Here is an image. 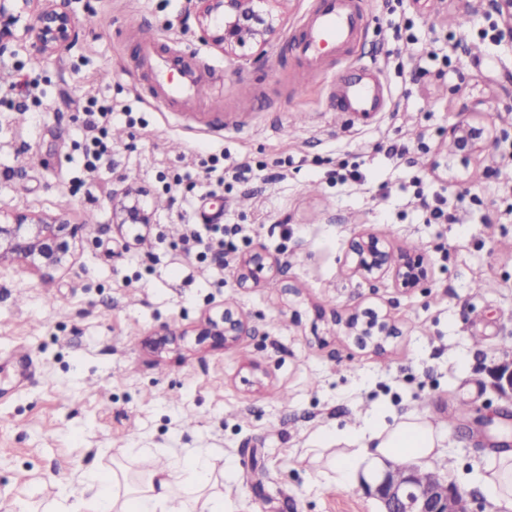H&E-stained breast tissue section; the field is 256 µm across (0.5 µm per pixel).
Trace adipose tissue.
I'll list each match as a JSON object with an SVG mask.
<instances>
[{"instance_id": "adipose-tissue-1", "label": "adipose tissue", "mask_w": 512, "mask_h": 512, "mask_svg": "<svg viewBox=\"0 0 512 512\" xmlns=\"http://www.w3.org/2000/svg\"><path fill=\"white\" fill-rule=\"evenodd\" d=\"M443 438L424 420L402 417L386 425L380 415L366 418L355 430L328 431L321 434L317 447L345 445V452L332 460L336 482L350 486L375 479L374 466L382 460L407 463L431 460ZM490 471L478 472L476 483L492 503L512 499V452L493 456ZM123 471L90 473L87 492L81 496H62L52 512H169L168 505L176 489L197 490L210 483V470L204 455L192 454L167 462H154L147 481L136 488H125Z\"/></svg>"}]
</instances>
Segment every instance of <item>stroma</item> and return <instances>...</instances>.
Segmentation results:
<instances>
[{
    "label": "stroma",
    "mask_w": 512,
    "mask_h": 512,
    "mask_svg": "<svg viewBox=\"0 0 512 512\" xmlns=\"http://www.w3.org/2000/svg\"><path fill=\"white\" fill-rule=\"evenodd\" d=\"M81 25L62 55L26 47L0 61V206L60 215L84 225L83 252L68 272L0 268V512H48L82 494L88 471L122 464L148 471L138 451L167 461L203 452L226 512H381L361 486L327 476L324 431L430 422L445 441L433 462L473 512H512L472 484L512 424V397L492 371L512 345V50L488 37L497 17L477 0H359L360 39L307 82L283 52L313 0H288V20L259 61L224 55L202 39L191 0H57ZM95 24H88V17ZM193 69L206 88L187 113L156 99L134 27ZM376 62L390 111L344 121L327 99L333 77ZM31 84L17 111L16 77ZM485 99L497 137L482 163L449 174L432 161L466 99ZM112 108L122 132L86 172L85 115L74 100ZM413 145L412 162L388 157ZM246 160L254 179H207L202 162ZM427 176L431 205L456 221L430 224L414 201ZM155 206L145 243L125 248L111 225L118 180ZM239 224L223 259L186 255L184 225L202 213ZM373 232L423 253L426 287L402 290L348 277L347 245ZM285 261L279 276L240 288L235 267L256 243ZM239 309L251 335L226 348L198 342L205 312ZM373 309L399 328L383 349L359 347L335 313ZM184 340L162 352V328ZM482 345H475L474 337ZM33 373L19 376L14 350ZM492 425L478 426L479 418Z\"/></svg>",
    "instance_id": "35a3bbf8"
}]
</instances>
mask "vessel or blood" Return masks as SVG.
Masks as SVG:
<instances>
[{
    "instance_id": "obj_1",
    "label": "vessel or blood",
    "mask_w": 512,
    "mask_h": 512,
    "mask_svg": "<svg viewBox=\"0 0 512 512\" xmlns=\"http://www.w3.org/2000/svg\"><path fill=\"white\" fill-rule=\"evenodd\" d=\"M365 25V17L357 0H315L306 16L300 37L286 47L312 73L325 69L329 58L355 44ZM143 61L153 80V88L161 100L174 111L184 112L194 106L204 88L202 75L188 73L173 77L169 57L158 52L154 36L140 34ZM328 98L337 111L363 118L385 111L389 90L378 70L369 64L350 69L333 79Z\"/></svg>"
}]
</instances>
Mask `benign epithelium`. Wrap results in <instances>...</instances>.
Segmentation results:
<instances>
[{
  "mask_svg": "<svg viewBox=\"0 0 512 512\" xmlns=\"http://www.w3.org/2000/svg\"><path fill=\"white\" fill-rule=\"evenodd\" d=\"M194 19L205 41L226 54L259 59L283 25L281 14L272 4L281 0H192ZM486 7L502 21L499 42L512 47V0H485ZM75 17L55 4V0H0V58L13 55L12 46L29 44L37 53L53 57L68 50L79 38ZM484 101L475 98L463 105L458 119L448 126V145L438 153L434 166L451 172L473 156L487 150L493 138L488 128L476 126L471 115L482 111ZM144 192L120 181L112 189V224L128 244L143 238L152 224V212L145 206ZM79 225L62 217L36 216L17 209L0 207V266L20 264L44 277L65 271L74 263L80 248ZM344 263L349 274L372 286L389 276L398 288H421L429 280L428 267L420 254L395 250L372 233H363L349 244ZM284 263L257 243L238 259L237 282L249 288L268 271L280 274ZM346 332L361 343L376 339L375 347L397 334L386 318L375 313L354 311L335 316ZM253 331L249 322L230 308L205 314L197 335L227 347ZM496 388L512 394V358L507 356L496 367ZM414 466H393L381 473L375 486L365 485L366 493L378 499L381 512H470L466 494L443 480L419 485Z\"/></svg>",
  "mask_w": 512,
  "mask_h": 512,
  "instance_id": "1",
  "label": "benign epithelium"
}]
</instances>
